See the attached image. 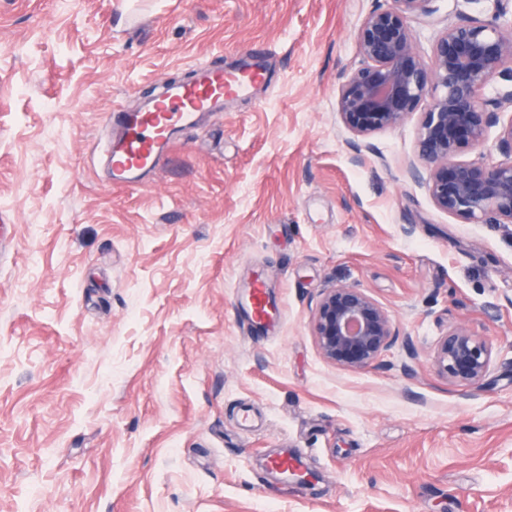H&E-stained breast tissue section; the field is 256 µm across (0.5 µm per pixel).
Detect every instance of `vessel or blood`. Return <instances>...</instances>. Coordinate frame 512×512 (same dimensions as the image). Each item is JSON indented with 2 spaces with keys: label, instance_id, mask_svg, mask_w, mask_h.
I'll return each instance as SVG.
<instances>
[{
  "label": "vessel or blood",
  "instance_id": "obj_1",
  "mask_svg": "<svg viewBox=\"0 0 512 512\" xmlns=\"http://www.w3.org/2000/svg\"><path fill=\"white\" fill-rule=\"evenodd\" d=\"M193 72L190 80L171 86L156 99L150 111L128 113L121 108L114 109L113 115L123 129L109 155L115 183L146 185L173 129L195 124L203 113L213 111L225 99L249 94L266 80L263 68L251 61L229 72L200 61L194 65ZM269 310L266 283L255 279L250 292V312L261 320Z\"/></svg>",
  "mask_w": 512,
  "mask_h": 512
}]
</instances>
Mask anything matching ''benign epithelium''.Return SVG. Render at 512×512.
Returning <instances> with one entry per match:
<instances>
[{
  "instance_id": "benign-epithelium-1",
  "label": "benign epithelium",
  "mask_w": 512,
  "mask_h": 512,
  "mask_svg": "<svg viewBox=\"0 0 512 512\" xmlns=\"http://www.w3.org/2000/svg\"><path fill=\"white\" fill-rule=\"evenodd\" d=\"M434 0H391L371 11L357 34L363 64L339 88L337 115L357 137L397 128L421 112L416 139L419 165L410 178L426 185L435 206L466 224H512V90L486 98V85L512 82V21L506 0H490L489 16L459 14L434 44L431 61L419 55L408 18L433 13ZM499 128L485 155L488 131ZM472 150L480 158L459 161ZM313 336L329 362L354 371L374 366L398 341L387 310L363 289L336 285L324 291ZM437 371L480 384L492 363V347L464 327L444 335L435 353Z\"/></svg>"
}]
</instances>
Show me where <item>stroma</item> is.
<instances>
[{
  "mask_svg": "<svg viewBox=\"0 0 512 512\" xmlns=\"http://www.w3.org/2000/svg\"><path fill=\"white\" fill-rule=\"evenodd\" d=\"M389 4L0 0V512H512V224L462 223L407 178L419 114L358 164L336 114ZM436 6L409 20L425 57L482 11ZM254 45L265 85L179 128L147 186L113 184L91 150L113 104ZM334 285L410 347L327 362ZM458 326L493 348L482 385L434 366ZM283 450L318 482L267 471ZM266 288L262 278H256L251 287L250 312L258 320L264 319L269 314L271 303Z\"/></svg>",
  "mask_w": 512,
  "mask_h": 512,
  "instance_id": "1",
  "label": "stroma"
}]
</instances>
